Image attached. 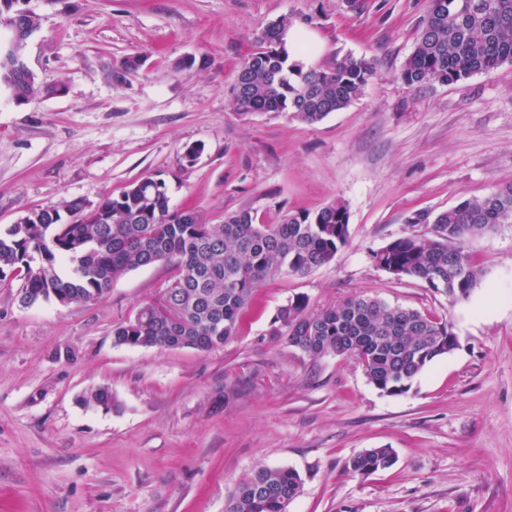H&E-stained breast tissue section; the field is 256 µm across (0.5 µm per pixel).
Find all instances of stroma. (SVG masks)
Masks as SVG:
<instances>
[{
    "label": "stroma",
    "instance_id": "1",
    "mask_svg": "<svg viewBox=\"0 0 512 512\" xmlns=\"http://www.w3.org/2000/svg\"><path fill=\"white\" fill-rule=\"evenodd\" d=\"M428 3L24 0L38 19L26 63L66 90L0 98L1 232L28 211L157 176L173 209L207 224L240 210L275 224L340 199L349 237L329 264L264 282L238 336L207 353L113 342V326L167 287L163 263L82 305L25 307L21 279L0 284V512H224L262 466L301 475L288 512H512V224L470 241L483 277L465 302L372 258L429 232L416 215L512 182V62L449 85L399 78ZM284 16L308 64L351 53L376 65L358 100L314 125L229 105L237 69ZM131 55L138 73L106 81ZM187 56L196 65L180 71ZM297 295L314 309L375 296L447 320L459 345L390 396L353 361H313L270 336ZM100 386L111 409L83 403ZM379 446L395 450L393 467L346 471Z\"/></svg>",
    "mask_w": 512,
    "mask_h": 512
}]
</instances>
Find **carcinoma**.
Returning a JSON list of instances; mask_svg holds the SVG:
<instances>
[{"mask_svg": "<svg viewBox=\"0 0 512 512\" xmlns=\"http://www.w3.org/2000/svg\"><path fill=\"white\" fill-rule=\"evenodd\" d=\"M21 2L0 0V18L16 17L28 28L38 27ZM291 25L287 17L271 23L260 48L237 71L230 94L237 114L287 112L316 124L359 99L375 75L372 60L364 56L347 54L325 69L290 58L278 33ZM505 61H512V0H430L401 80L410 87L455 84ZM141 65L140 57L129 56L107 66L105 78L123 83ZM0 70V86L10 80L23 100L64 90L35 78L23 81L16 60ZM26 217V223L0 234V282L23 274V305L51 300L80 305L103 297L122 275L164 262L173 271L160 296L165 312L156 313L151 302L140 305L113 326L114 343L202 352L238 335L243 312L263 282L282 273L304 276L331 262L346 244L349 228L348 208L338 200L313 214L286 213L277 224H258L248 210L224 216L221 224H205L171 209L166 181L152 176L92 206L73 197ZM511 223L512 183L499 184L483 198L464 199L437 214L429 233L391 241L373 260L398 279H419L453 301L466 300L482 277L467 242ZM61 261L70 268L64 276L57 271ZM270 335L286 337L288 346L314 361L326 356L355 360L368 382L388 395L409 391L431 362L458 347L447 321L365 295L317 311L297 296L278 309ZM85 402L110 409L112 391L98 387ZM395 462L393 449L368 448L350 457L345 468L371 475ZM302 490L297 471L261 467L231 492L225 512H288Z\"/></svg>", "mask_w": 512, "mask_h": 512, "instance_id": "obj_1", "label": "carcinoma"}]
</instances>
